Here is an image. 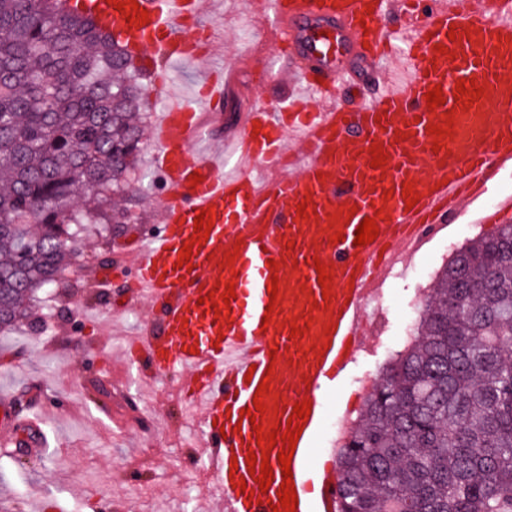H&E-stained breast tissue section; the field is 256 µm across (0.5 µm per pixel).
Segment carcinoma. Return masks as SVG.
<instances>
[{
  "instance_id": "obj_1",
  "label": "carcinoma",
  "mask_w": 512,
  "mask_h": 512,
  "mask_svg": "<svg viewBox=\"0 0 512 512\" xmlns=\"http://www.w3.org/2000/svg\"><path fill=\"white\" fill-rule=\"evenodd\" d=\"M130 49L63 0H0V330L87 233L136 220L147 94ZM492 287L485 288L483 284ZM512 224L467 241L420 301L336 462L340 512H512Z\"/></svg>"
}]
</instances>
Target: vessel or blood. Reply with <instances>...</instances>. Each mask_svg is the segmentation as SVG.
Here are the masks:
<instances>
[{
	"label": "vessel or blood",
	"mask_w": 512,
	"mask_h": 512,
	"mask_svg": "<svg viewBox=\"0 0 512 512\" xmlns=\"http://www.w3.org/2000/svg\"><path fill=\"white\" fill-rule=\"evenodd\" d=\"M250 6L275 13L264 40L289 52L308 94L273 112L242 113L235 150L219 161L195 142L205 113L220 111L226 83L206 78L189 100L171 91L165 68L205 56L199 0H137L121 11L110 0L83 4L140 50L152 90L164 97L152 139L167 186L160 229L127 244L122 268L127 298L147 302L151 319L127 356L148 376L183 372L178 395L201 427L224 512H272L283 475L274 469L260 491L247 462L263 451L254 428L285 433L295 403L310 401L291 462L296 512H339L342 475L314 463L312 453L323 396L364 347L366 307L408 246L468 218L486 223L490 209L512 215V194L497 192L512 175V0ZM137 7L147 10V23L128 22ZM391 59L407 74L396 88L382 68ZM461 79L481 87V97L458 94ZM437 86L444 102L431 109L425 95ZM434 126L451 132L434 137ZM375 149L386 157L378 167ZM407 186L419 196L412 207ZM203 211L213 224L204 240L194 230ZM367 217L380 232L355 246ZM185 244L192 255L181 268ZM274 283L277 294H268ZM257 398L264 412L243 420ZM12 402L0 395V438L42 446L39 421L18 425Z\"/></svg>",
	"instance_id": "1"
}]
</instances>
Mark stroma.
Listing matches in <instances>:
<instances>
[{"label": "stroma", "mask_w": 512, "mask_h": 512, "mask_svg": "<svg viewBox=\"0 0 512 512\" xmlns=\"http://www.w3.org/2000/svg\"><path fill=\"white\" fill-rule=\"evenodd\" d=\"M251 18L249 0H209L206 22L230 37L214 64L237 72L241 105L260 102L274 109L304 88L277 81L287 63L261 37H239L241 24ZM154 152L145 145L136 163L131 193L137 220L127 227L131 234L158 228L164 181ZM495 227L492 221L477 230L452 225L395 265L383 286L384 306L369 324L371 336L387 343L359 354L344 384L325 395V423L316 438L321 459L334 458L326 446L330 422L363 407L366 396L357 378L378 377L392 347L409 335L405 316L416 309L422 288L457 248ZM105 250L97 239H87L66 276L51 287V301L40 306L55 316L48 333L0 332V389L25 393L27 414L41 419L46 435L40 453H0V506L10 512H43L50 504L60 512H99L104 501L123 512H217L218 493L186 494L180 475L181 449L198 452L202 443L171 396L178 374L141 381L138 366L123 354L128 337L145 320V307L125 308L122 275H113L106 292L89 288L79 276L80 268L100 269ZM98 382L116 387L110 401L97 399Z\"/></svg>", "instance_id": "stroma-1"}]
</instances>
